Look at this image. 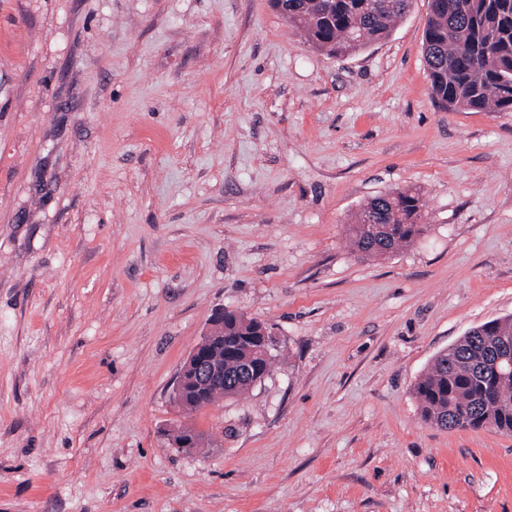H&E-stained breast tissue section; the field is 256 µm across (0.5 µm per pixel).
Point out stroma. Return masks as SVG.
I'll list each match as a JSON object with an SVG mask.
<instances>
[{
  "label": "stroma",
  "mask_w": 512,
  "mask_h": 512,
  "mask_svg": "<svg viewBox=\"0 0 512 512\" xmlns=\"http://www.w3.org/2000/svg\"><path fill=\"white\" fill-rule=\"evenodd\" d=\"M428 11L331 57L269 0H0V512H512V435L414 395L512 317V112L435 102ZM407 186L424 233L362 257ZM224 309L275 370L186 412ZM423 202L413 187L396 189L369 199L359 210L354 224H348L352 245L367 258L393 254L423 233ZM379 224L378 231L373 233Z\"/></svg>",
  "instance_id": "obj_1"
}]
</instances>
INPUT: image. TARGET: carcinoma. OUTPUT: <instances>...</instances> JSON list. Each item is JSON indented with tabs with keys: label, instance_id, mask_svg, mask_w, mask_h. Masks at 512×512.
I'll list each match as a JSON object with an SVG mask.
<instances>
[{
	"label": "carcinoma",
	"instance_id": "carcinoma-1",
	"mask_svg": "<svg viewBox=\"0 0 512 512\" xmlns=\"http://www.w3.org/2000/svg\"><path fill=\"white\" fill-rule=\"evenodd\" d=\"M315 48L330 56L362 51L389 35L412 0H269ZM423 58L433 97L453 112H512V0H430ZM413 187L369 199L348 233L367 258L393 254L423 233ZM379 225L372 232L370 225ZM512 348V318L494 319L435 356L414 385L424 423L444 430L492 427L512 434V371L494 372ZM224 381L182 399L196 412L236 398L271 372L273 355L257 319L224 312V346L212 350Z\"/></svg>",
	"mask_w": 512,
	"mask_h": 512
}]
</instances>
